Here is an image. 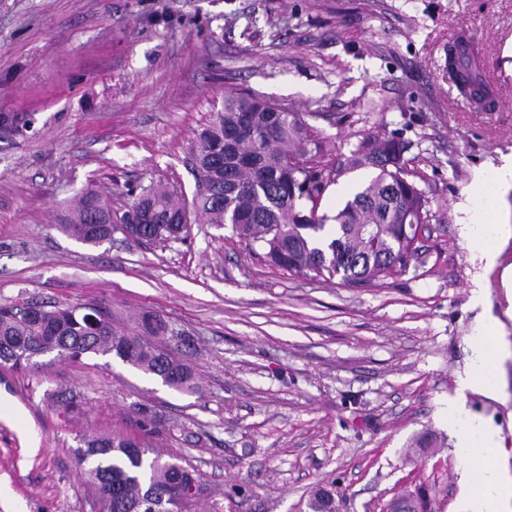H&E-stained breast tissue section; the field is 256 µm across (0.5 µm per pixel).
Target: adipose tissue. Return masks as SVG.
<instances>
[{
    "instance_id": "adipose-tissue-1",
    "label": "adipose tissue",
    "mask_w": 512,
    "mask_h": 512,
    "mask_svg": "<svg viewBox=\"0 0 512 512\" xmlns=\"http://www.w3.org/2000/svg\"><path fill=\"white\" fill-rule=\"evenodd\" d=\"M474 304L482 313L478 333L471 339L473 361L460 389L496 400L501 396L497 373L512 352V342L484 298L475 296ZM448 425L463 461L460 512H512V457L500 446L499 428L465 413L460 401L449 404Z\"/></svg>"
}]
</instances>
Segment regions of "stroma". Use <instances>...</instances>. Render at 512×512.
<instances>
[{"instance_id": "35a3bbf8", "label": "stroma", "mask_w": 512, "mask_h": 512, "mask_svg": "<svg viewBox=\"0 0 512 512\" xmlns=\"http://www.w3.org/2000/svg\"><path fill=\"white\" fill-rule=\"evenodd\" d=\"M483 53L498 108L462 106L449 41ZM304 113L346 155L364 135L408 143L433 217L424 264L343 288L271 264L230 226L166 247L59 224L89 189L113 210L148 180L192 198L190 147L225 88ZM512 161V0H0V306L94 303L121 326L151 311L190 337L196 392L112 357L0 368V512H99L83 436L149 433L201 488L192 512H307L332 483L340 512H386L426 482L456 512L448 405L469 366L481 292L512 339V242L488 266L461 237L488 201L472 186ZM504 401L469 396L512 451ZM432 430L436 452L416 449Z\"/></svg>"}]
</instances>
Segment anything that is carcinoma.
<instances>
[{"label":"carcinoma","mask_w":512,"mask_h":512,"mask_svg":"<svg viewBox=\"0 0 512 512\" xmlns=\"http://www.w3.org/2000/svg\"><path fill=\"white\" fill-rule=\"evenodd\" d=\"M448 78L460 93L487 111L493 94L482 77L481 54L465 33L448 43ZM335 148L319 137L303 114L256 94L224 91V104L192 146L193 161L206 186L196 187L191 202L176 199L175 190L150 182L118 213L94 189L65 206L62 231L85 244L98 245L109 232L127 224L145 225V243L166 245L178 240L176 226L201 221L229 224L240 238L265 249L266 257L290 272H313L337 279L348 288H378L388 278L418 261L419 226L430 222L428 197L404 159L405 145L394 136L367 135L350 156L333 158ZM372 168L376 174L335 216L319 213L328 188L342 174ZM77 305H44L41 323L18 314L16 306H0V359L31 344L52 348L65 339L77 344L80 358L112 356L178 391L196 389L193 369L168 348L175 339L166 321L147 327L153 316L143 312L128 331L103 312L99 334L85 337ZM148 434L94 435L76 450L94 491L100 512H145L150 494L159 496L157 512H191L179 489L196 484L181 464L157 455ZM330 491L316 487L308 512H328ZM428 490L393 500L389 512H428Z\"/></svg>","instance_id":"cac0c4a2"}]
</instances>
